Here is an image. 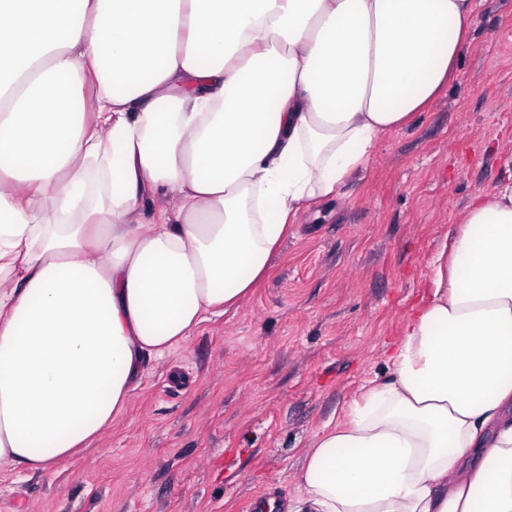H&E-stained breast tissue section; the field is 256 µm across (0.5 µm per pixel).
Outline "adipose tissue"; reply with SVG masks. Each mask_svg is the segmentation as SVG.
<instances>
[{
	"label": "adipose tissue",
	"mask_w": 512,
	"mask_h": 512,
	"mask_svg": "<svg viewBox=\"0 0 512 512\" xmlns=\"http://www.w3.org/2000/svg\"><path fill=\"white\" fill-rule=\"evenodd\" d=\"M475 6L0 0V462L90 447L147 361L236 312L299 211L448 89ZM432 267L389 375L269 512H512V184Z\"/></svg>",
	"instance_id": "ef3b65f1"
}]
</instances>
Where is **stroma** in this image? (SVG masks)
Segmentation results:
<instances>
[{
  "label": "stroma",
  "instance_id": "1",
  "mask_svg": "<svg viewBox=\"0 0 512 512\" xmlns=\"http://www.w3.org/2000/svg\"><path fill=\"white\" fill-rule=\"evenodd\" d=\"M512 180V0H477L448 90L304 208L236 312L149 362L124 414L0 512H248L297 493L315 432L389 372L402 318L470 201Z\"/></svg>",
  "mask_w": 512,
  "mask_h": 512
}]
</instances>
